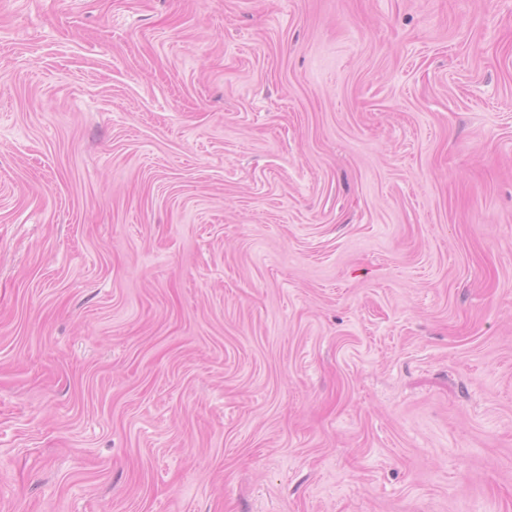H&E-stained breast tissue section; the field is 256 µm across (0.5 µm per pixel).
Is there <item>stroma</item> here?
<instances>
[{"mask_svg": "<svg viewBox=\"0 0 512 512\" xmlns=\"http://www.w3.org/2000/svg\"><path fill=\"white\" fill-rule=\"evenodd\" d=\"M0 512H512V0H0Z\"/></svg>", "mask_w": 512, "mask_h": 512, "instance_id": "obj_1", "label": "stroma"}]
</instances>
